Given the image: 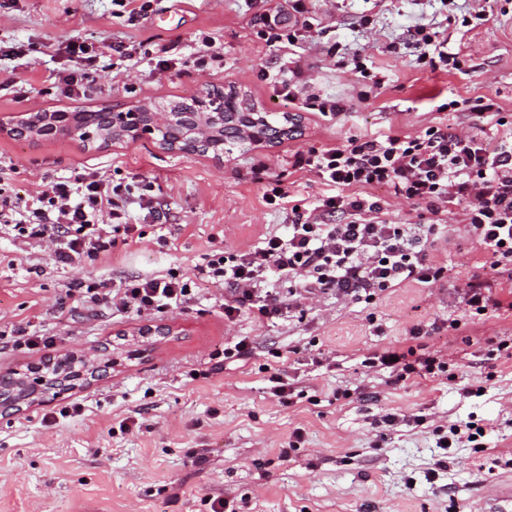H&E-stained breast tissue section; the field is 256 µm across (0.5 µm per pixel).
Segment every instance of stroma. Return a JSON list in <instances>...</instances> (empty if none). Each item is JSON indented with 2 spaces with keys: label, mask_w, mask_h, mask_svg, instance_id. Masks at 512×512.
Wrapping results in <instances>:
<instances>
[{
  "label": "stroma",
  "mask_w": 512,
  "mask_h": 512,
  "mask_svg": "<svg viewBox=\"0 0 512 512\" xmlns=\"http://www.w3.org/2000/svg\"><path fill=\"white\" fill-rule=\"evenodd\" d=\"M140 2L132 13L117 0H0V115L128 108L218 88L269 112H302L303 126L221 162L164 150L154 137L98 151L0 132V188L12 196L94 169L149 189L157 207L149 216L130 211L140 243L65 268L49 248L20 251L13 231L0 229V334L22 322L50 339L36 352L0 346V369L109 351L146 324L176 330L149 356L82 389L0 415V512H209L212 496L236 512H454L460 502L481 512L494 489L512 485V465L490 469L478 449L453 448L447 471L428 478L439 453L432 430L472 419L497 451L512 453V357L495 351L512 343V319L424 336L425 352L447 361V380L391 385L370 363L414 323L465 319L455 285L474 272L466 262L472 239L450 242L447 276L435 285L413 283L371 304L317 295L261 325L245 312L225 320L224 291L207 285L205 271L213 254L246 249L266 232L287 234V214L264 199L275 184L304 206L326 193L316 176L293 172L294 151L440 121L467 128L469 116L441 108L453 99L512 109V0H483L485 19L469 30L462 19L471 0H313L321 24L290 51L251 33L247 0ZM430 23L447 24L449 48L466 58L462 70L418 65L411 27ZM73 39L86 54L83 87L68 95L56 77L72 67ZM208 43L219 60L197 64ZM160 44L171 48L165 69L156 65ZM356 56L384 82L364 102ZM297 67L316 93L348 110L325 117L289 102L284 85ZM260 162L269 176L262 183L252 173ZM142 275L181 277L195 297L137 316L65 296L69 287ZM242 339L250 357L225 358ZM277 370L292 385L291 405L269 392ZM476 387L482 396H471ZM388 413L397 414L394 425L383 423ZM297 430L302 439L289 447ZM197 456L203 464L192 465Z\"/></svg>",
  "instance_id": "obj_1"
}]
</instances>
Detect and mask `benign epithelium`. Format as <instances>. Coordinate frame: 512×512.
I'll return each instance as SVG.
<instances>
[{
	"label": "benign epithelium",
	"instance_id": "1",
	"mask_svg": "<svg viewBox=\"0 0 512 512\" xmlns=\"http://www.w3.org/2000/svg\"><path fill=\"white\" fill-rule=\"evenodd\" d=\"M247 101L228 98L221 90H207L166 106L124 108L103 112H29L5 120L0 131L37 140L47 135L68 136L86 145L107 148L128 139L168 130L163 148L183 154L212 153L229 157L234 148L271 144L296 128L298 114L244 111ZM106 367L102 358L70 353L57 360L58 375H41L32 381L16 370H0V415L17 413L33 404L38 395L55 390L73 391Z\"/></svg>",
	"mask_w": 512,
	"mask_h": 512
}]
</instances>
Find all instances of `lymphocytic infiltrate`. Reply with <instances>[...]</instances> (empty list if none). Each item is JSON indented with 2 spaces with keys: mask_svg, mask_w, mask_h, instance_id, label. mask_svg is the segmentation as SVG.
<instances>
[{
  "mask_svg": "<svg viewBox=\"0 0 512 512\" xmlns=\"http://www.w3.org/2000/svg\"><path fill=\"white\" fill-rule=\"evenodd\" d=\"M411 46L422 67L460 68L458 53L449 51L443 31L425 25L413 29ZM454 111H471L476 122L457 133L438 122L417 134L395 132L378 137L351 136L324 148L296 151L294 171L312 173L332 194L316 205L289 209L290 196L273 189L268 204L288 208V233L262 235L257 245L225 253L208 264L213 284L224 288V317L249 312L256 323L281 315L284 303L264 291L268 276L287 279L294 306L309 296L374 300L416 283L443 279L447 263L434 253L440 240L454 233L447 222L449 206H463L464 231L478 244L470 261L477 272L463 282L461 293L473 317L512 316V114L487 113L485 104L453 101ZM491 116L498 136H487L479 120ZM421 208L422 221L393 220L377 189ZM148 210L152 202L130 187L112 184L98 171L55 182L22 199L0 196V222H12L24 245L48 243L57 265L66 267L111 252L116 242L133 244L131 207ZM193 290L179 279L144 276L121 285L101 281L83 292L84 301L122 313L161 312L183 307ZM421 324L406 338L372 358L392 383L411 378L443 379L448 364L420 353Z\"/></svg>",
  "mask_w": 512,
  "mask_h": 512,
  "instance_id": "obj_1",
  "label": "lymphocytic infiltrate"
}]
</instances>
